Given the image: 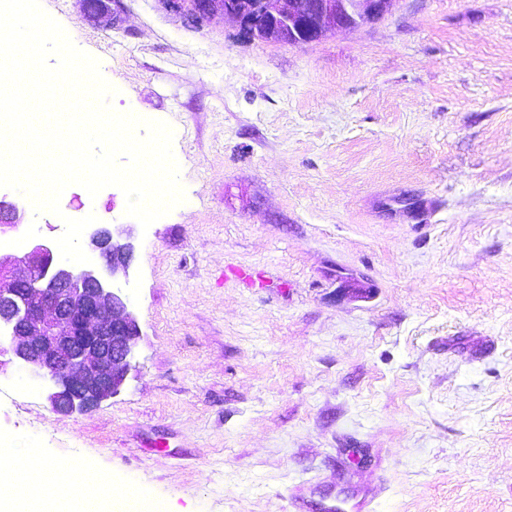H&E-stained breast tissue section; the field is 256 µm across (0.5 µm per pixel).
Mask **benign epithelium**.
<instances>
[{"instance_id": "1", "label": "benign epithelium", "mask_w": 512, "mask_h": 512, "mask_svg": "<svg viewBox=\"0 0 512 512\" xmlns=\"http://www.w3.org/2000/svg\"><path fill=\"white\" fill-rule=\"evenodd\" d=\"M393 0H310L296 14L283 0H167L191 22L224 11L254 40L276 39L300 47L337 29H355L384 16ZM13 207L0 210V235L23 223ZM121 224L95 230L89 262L74 264L39 240L22 254L0 253V354L9 353L56 391L50 400L68 414L97 406L116 394L131 369L140 327L119 283L134 258Z\"/></svg>"}]
</instances>
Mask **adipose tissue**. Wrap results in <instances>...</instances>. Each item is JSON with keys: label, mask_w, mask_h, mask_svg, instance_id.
<instances>
[{"label": "adipose tissue", "mask_w": 512, "mask_h": 512, "mask_svg": "<svg viewBox=\"0 0 512 512\" xmlns=\"http://www.w3.org/2000/svg\"><path fill=\"white\" fill-rule=\"evenodd\" d=\"M63 475V469L43 464L1 468L0 504L8 512H32L38 502L48 512H128L126 496L105 493L97 475L84 482L67 481Z\"/></svg>", "instance_id": "1"}]
</instances>
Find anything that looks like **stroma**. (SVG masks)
<instances>
[{
    "label": "stroma",
    "mask_w": 512,
    "mask_h": 512,
    "mask_svg": "<svg viewBox=\"0 0 512 512\" xmlns=\"http://www.w3.org/2000/svg\"><path fill=\"white\" fill-rule=\"evenodd\" d=\"M99 62L110 105L167 123L184 200L136 227L141 329L120 392L61 414L0 357V440L173 512H512V0H394L301 47L161 0H40ZM62 217L128 224L115 186ZM229 267L251 282L225 278ZM290 506L295 512H373L374 495L368 490H360L355 496L341 497L338 493L336 499L316 503L305 498L299 491L289 495Z\"/></svg>",
    "instance_id": "35a3bbf8"
}]
</instances>
